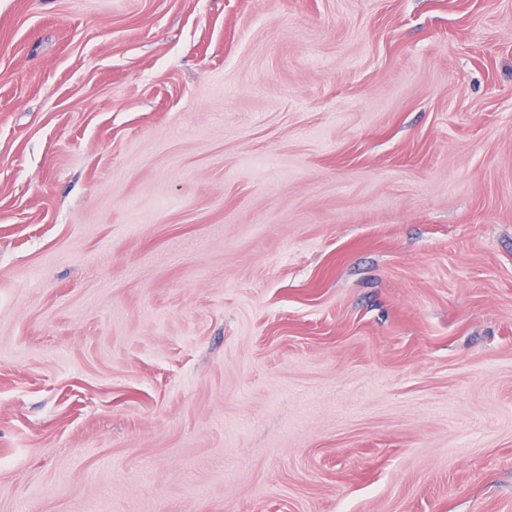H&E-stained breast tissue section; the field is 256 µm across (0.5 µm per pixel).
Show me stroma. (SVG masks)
Masks as SVG:
<instances>
[{
  "mask_svg": "<svg viewBox=\"0 0 512 512\" xmlns=\"http://www.w3.org/2000/svg\"><path fill=\"white\" fill-rule=\"evenodd\" d=\"M0 512H512V0H0Z\"/></svg>",
  "mask_w": 512,
  "mask_h": 512,
  "instance_id": "1",
  "label": "stroma"
}]
</instances>
